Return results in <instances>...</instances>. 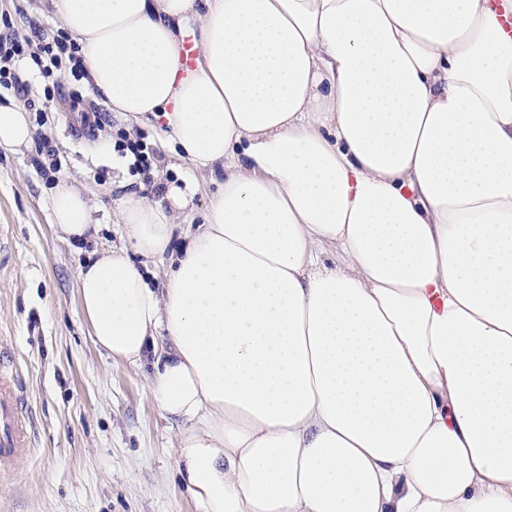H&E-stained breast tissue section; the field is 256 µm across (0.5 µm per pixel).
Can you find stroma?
<instances>
[{"mask_svg":"<svg viewBox=\"0 0 512 512\" xmlns=\"http://www.w3.org/2000/svg\"><path fill=\"white\" fill-rule=\"evenodd\" d=\"M38 4L0 0V37L60 29L59 18L38 12ZM93 107L107 111L88 80L65 83L62 96L32 116V142L0 148V347L13 360L31 435L28 451L0 468V512H197L174 477L177 428L148 390L149 367L112 360L94 345L77 281L94 252L126 245L117 219L122 200L155 197L158 184L182 175L197 182L174 229L170 249L177 252L202 223L223 176L184 161L154 119L132 129L160 156L154 184L145 186L99 140L73 133L75 111ZM44 138L58 161L49 175L39 168ZM62 179L87 196L97 228L86 241L63 238L53 225L49 198Z\"/></svg>","mask_w":512,"mask_h":512,"instance_id":"35a3bbf8","label":"stroma"}]
</instances>
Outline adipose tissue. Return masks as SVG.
Returning <instances> with one entry per match:
<instances>
[{"label":"adipose tissue","instance_id":"adipose-tissue-1","mask_svg":"<svg viewBox=\"0 0 512 512\" xmlns=\"http://www.w3.org/2000/svg\"><path fill=\"white\" fill-rule=\"evenodd\" d=\"M50 7L107 107L224 170L164 289L123 248L78 279L96 347L150 364L199 512H512V37L491 0ZM196 190L123 200L132 249L166 255ZM50 209L85 239L82 191Z\"/></svg>","mask_w":512,"mask_h":512}]
</instances>
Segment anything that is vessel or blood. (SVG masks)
<instances>
[{
  "label": "vessel or blood",
  "mask_w": 512,
  "mask_h": 512,
  "mask_svg": "<svg viewBox=\"0 0 512 512\" xmlns=\"http://www.w3.org/2000/svg\"><path fill=\"white\" fill-rule=\"evenodd\" d=\"M10 361L0 355V466L7 467L29 446L26 406L9 370Z\"/></svg>",
  "instance_id": "1"
}]
</instances>
